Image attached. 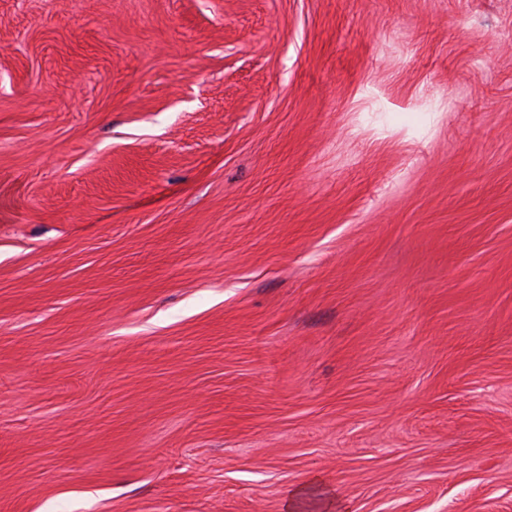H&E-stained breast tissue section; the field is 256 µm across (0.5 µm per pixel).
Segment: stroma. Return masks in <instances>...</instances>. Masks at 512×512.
Listing matches in <instances>:
<instances>
[{"label": "stroma", "mask_w": 512, "mask_h": 512, "mask_svg": "<svg viewBox=\"0 0 512 512\" xmlns=\"http://www.w3.org/2000/svg\"><path fill=\"white\" fill-rule=\"evenodd\" d=\"M512 512V0H0V512Z\"/></svg>", "instance_id": "stroma-1"}]
</instances>
